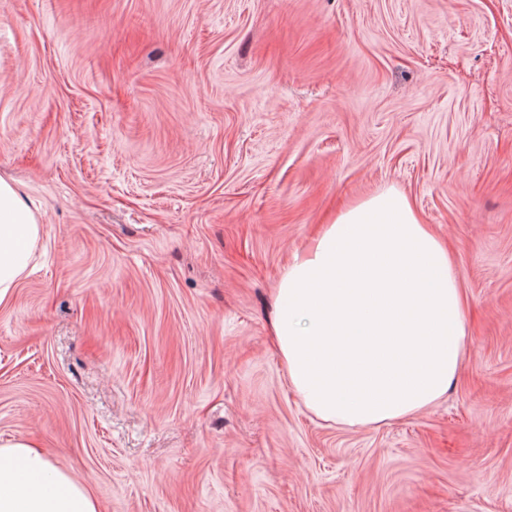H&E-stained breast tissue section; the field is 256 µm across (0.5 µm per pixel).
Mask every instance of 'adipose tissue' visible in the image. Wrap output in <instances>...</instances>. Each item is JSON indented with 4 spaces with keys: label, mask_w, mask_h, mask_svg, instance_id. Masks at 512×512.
Wrapping results in <instances>:
<instances>
[{
    "label": "adipose tissue",
    "mask_w": 512,
    "mask_h": 512,
    "mask_svg": "<svg viewBox=\"0 0 512 512\" xmlns=\"http://www.w3.org/2000/svg\"><path fill=\"white\" fill-rule=\"evenodd\" d=\"M41 225L0 177V304ZM271 332L288 381L318 418L382 426L434 406L464 358L465 301L448 248L389 187L339 211L293 254ZM0 512H98L84 485L23 438L0 441Z\"/></svg>",
    "instance_id": "obj_1"
}]
</instances>
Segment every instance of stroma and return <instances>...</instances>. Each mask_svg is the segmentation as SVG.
Listing matches in <instances>:
<instances>
[{
    "instance_id": "stroma-1",
    "label": "stroma",
    "mask_w": 512,
    "mask_h": 512,
    "mask_svg": "<svg viewBox=\"0 0 512 512\" xmlns=\"http://www.w3.org/2000/svg\"><path fill=\"white\" fill-rule=\"evenodd\" d=\"M0 440L99 512H512V0H0ZM395 187L467 352L433 407L317 418L270 334L294 252ZM40 234L37 215L18 188L0 176V304L28 267Z\"/></svg>"
}]
</instances>
